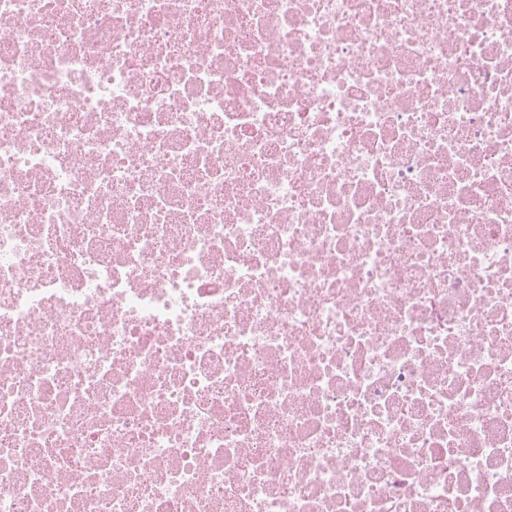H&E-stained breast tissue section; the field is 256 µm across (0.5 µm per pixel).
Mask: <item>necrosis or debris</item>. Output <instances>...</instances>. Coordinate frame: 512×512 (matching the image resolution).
I'll return each mask as SVG.
<instances>
[{"instance_id":"necrosis-or-debris-1","label":"necrosis or debris","mask_w":512,"mask_h":512,"mask_svg":"<svg viewBox=\"0 0 512 512\" xmlns=\"http://www.w3.org/2000/svg\"><path fill=\"white\" fill-rule=\"evenodd\" d=\"M0 512H512V0H0Z\"/></svg>"}]
</instances>
